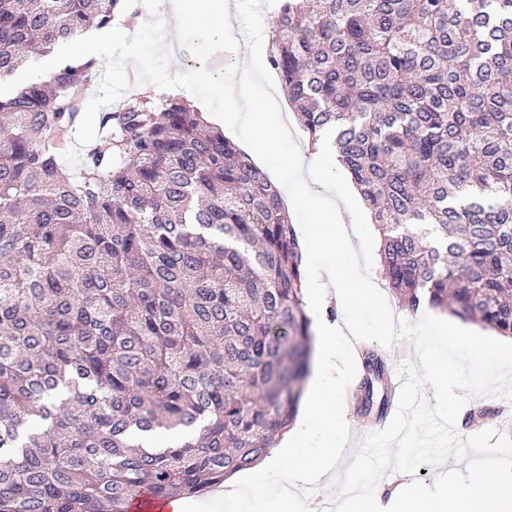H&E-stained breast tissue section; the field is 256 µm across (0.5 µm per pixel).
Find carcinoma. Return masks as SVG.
Returning <instances> with one entry per match:
<instances>
[{"mask_svg":"<svg viewBox=\"0 0 512 512\" xmlns=\"http://www.w3.org/2000/svg\"><path fill=\"white\" fill-rule=\"evenodd\" d=\"M132 0H0V77ZM268 63L311 141L333 137L402 306L512 337V0H279ZM62 58L0 99V512H127L195 496L293 423L314 336L299 242L268 176L179 96L99 113ZM356 400L386 410V357ZM180 432L173 447L140 437ZM129 512H167L166 500L149 490L142 491L131 502Z\"/></svg>","mask_w":512,"mask_h":512,"instance_id":"cac0c4a2","label":"carcinoma"}]
</instances>
